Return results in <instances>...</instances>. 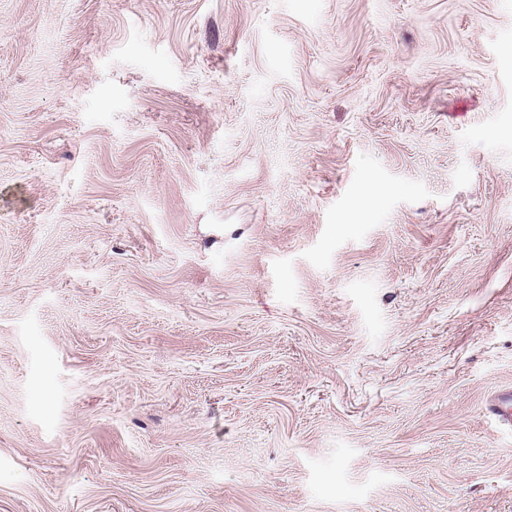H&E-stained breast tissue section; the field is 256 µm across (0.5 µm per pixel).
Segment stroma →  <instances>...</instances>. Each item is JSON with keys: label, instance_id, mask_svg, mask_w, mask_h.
Listing matches in <instances>:
<instances>
[{"label": "stroma", "instance_id": "obj_1", "mask_svg": "<svg viewBox=\"0 0 512 512\" xmlns=\"http://www.w3.org/2000/svg\"><path fill=\"white\" fill-rule=\"evenodd\" d=\"M504 385L512 0H0V512H512ZM487 413L500 423L512 426V387L502 388L487 400Z\"/></svg>", "mask_w": 512, "mask_h": 512}]
</instances>
